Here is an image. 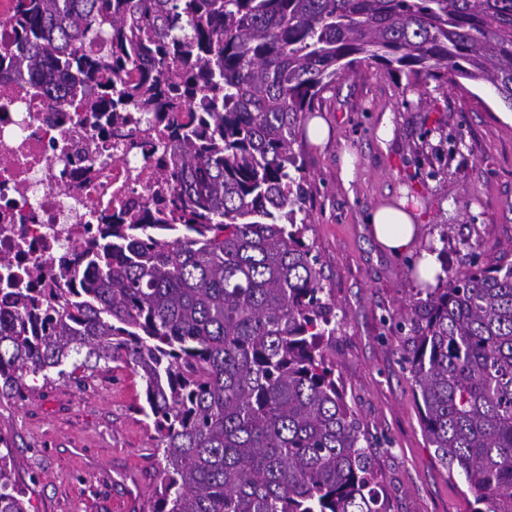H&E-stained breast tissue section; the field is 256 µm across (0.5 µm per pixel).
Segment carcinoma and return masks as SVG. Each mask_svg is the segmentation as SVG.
<instances>
[{
	"mask_svg": "<svg viewBox=\"0 0 512 512\" xmlns=\"http://www.w3.org/2000/svg\"><path fill=\"white\" fill-rule=\"evenodd\" d=\"M0 94L14 77L55 110L59 74L133 137L169 131L153 211L94 227L98 244L45 286L35 262L0 288V397L26 377L120 362L154 432L150 512H386L369 442L336 381V313L306 242L301 154L320 94L356 62L490 83L512 107V0H12ZM189 122H179V113ZM421 288L399 327L425 436L471 512H512V261ZM95 277H83L84 268ZM0 453V512H28Z\"/></svg>",
	"mask_w": 512,
	"mask_h": 512,
	"instance_id": "cac0c4a2",
	"label": "carcinoma"
}]
</instances>
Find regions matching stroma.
<instances>
[{
    "label": "stroma",
    "instance_id": "1",
    "mask_svg": "<svg viewBox=\"0 0 512 512\" xmlns=\"http://www.w3.org/2000/svg\"><path fill=\"white\" fill-rule=\"evenodd\" d=\"M326 146L300 138L307 234L336 308V375L374 443L387 512H471L463 479H450L421 425L403 340L395 328L420 283L409 257L373 238L364 218L387 202L420 204L417 250L446 241L448 266L463 241L512 256V115L483 82L410 79L354 64L316 106ZM391 139L378 135L382 123ZM354 158L350 181L343 157ZM24 399L0 398V437L12 450L30 512H149L160 481L156 446L134 413L144 388L130 368L100 365L67 381L29 379Z\"/></svg>",
    "mask_w": 512,
    "mask_h": 512
}]
</instances>
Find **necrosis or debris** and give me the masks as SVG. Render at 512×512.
Masks as SVG:
<instances>
[{"label":"necrosis or debris","instance_id":"obj_1","mask_svg":"<svg viewBox=\"0 0 512 512\" xmlns=\"http://www.w3.org/2000/svg\"><path fill=\"white\" fill-rule=\"evenodd\" d=\"M97 114L48 111L30 89L0 96V253L14 266L77 254L85 225L156 204V155L103 148Z\"/></svg>","mask_w":512,"mask_h":512}]
</instances>
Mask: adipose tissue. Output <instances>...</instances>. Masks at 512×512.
<instances>
[{"label":"adipose tissue","instance_id":"ef3b65f1","mask_svg":"<svg viewBox=\"0 0 512 512\" xmlns=\"http://www.w3.org/2000/svg\"><path fill=\"white\" fill-rule=\"evenodd\" d=\"M416 209L415 199L402 198L371 210L366 222L384 249L395 255H409L416 248L419 233Z\"/></svg>","mask_w":512,"mask_h":512}]
</instances>
